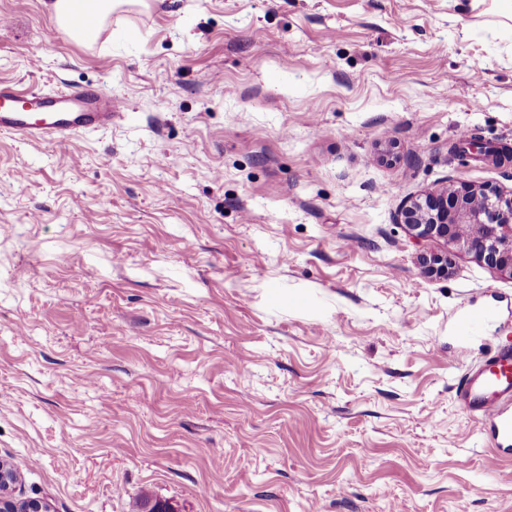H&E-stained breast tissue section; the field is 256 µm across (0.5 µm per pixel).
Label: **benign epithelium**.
<instances>
[{"instance_id":"7a95c632","label":"benign epithelium","mask_w":512,"mask_h":512,"mask_svg":"<svg viewBox=\"0 0 512 512\" xmlns=\"http://www.w3.org/2000/svg\"><path fill=\"white\" fill-rule=\"evenodd\" d=\"M401 223L415 238H438L473 255L486 267L512 277V188L492 184L449 185L407 201ZM449 253L423 254L420 266L428 277H445ZM19 474L0 460V509L14 503Z\"/></svg>"}]
</instances>
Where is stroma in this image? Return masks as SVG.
I'll return each mask as SVG.
<instances>
[{"mask_svg":"<svg viewBox=\"0 0 512 512\" xmlns=\"http://www.w3.org/2000/svg\"><path fill=\"white\" fill-rule=\"evenodd\" d=\"M0 0V81L100 86L77 146L0 134V459L52 512H512L458 405L512 276L398 213L512 149L481 0H127L45 37ZM452 254L447 278L423 253ZM495 319L465 336L468 308Z\"/></svg>","mask_w":512,"mask_h":512,"instance_id":"1","label":"stroma"}]
</instances>
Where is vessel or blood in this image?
Here are the masks:
<instances>
[{
	"label": "vessel or blood",
	"instance_id": "obj_1",
	"mask_svg": "<svg viewBox=\"0 0 512 512\" xmlns=\"http://www.w3.org/2000/svg\"><path fill=\"white\" fill-rule=\"evenodd\" d=\"M115 113L112 97L105 93L68 89L45 94L0 81L1 134L35 143L67 142L78 132L111 125ZM457 401L494 441L495 461L512 453L497 445L512 438V343L499 345L468 368Z\"/></svg>",
	"mask_w": 512,
	"mask_h": 512
}]
</instances>
